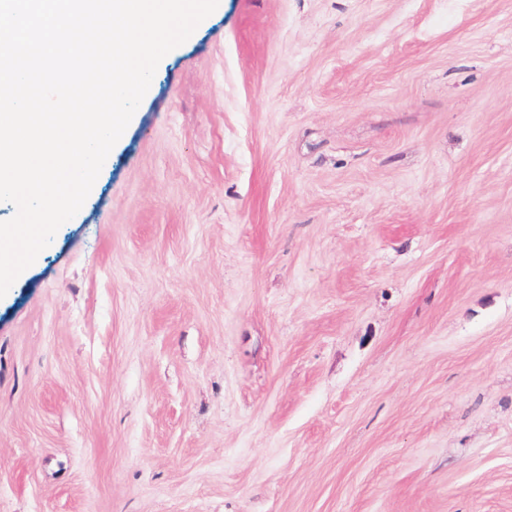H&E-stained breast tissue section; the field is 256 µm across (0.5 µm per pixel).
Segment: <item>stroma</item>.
<instances>
[{
  "mask_svg": "<svg viewBox=\"0 0 512 512\" xmlns=\"http://www.w3.org/2000/svg\"><path fill=\"white\" fill-rule=\"evenodd\" d=\"M0 512H512V0H219L0 298Z\"/></svg>",
  "mask_w": 512,
  "mask_h": 512,
  "instance_id": "stroma-1",
  "label": "stroma"
}]
</instances>
